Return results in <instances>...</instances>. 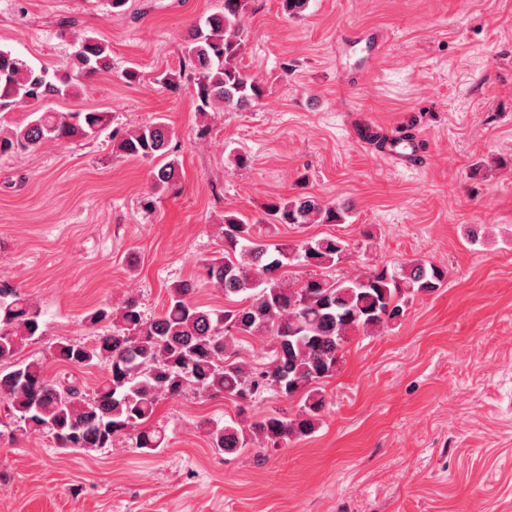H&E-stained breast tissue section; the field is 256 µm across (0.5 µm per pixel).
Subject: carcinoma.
I'll return each instance as SVG.
<instances>
[{
  "instance_id": "carcinoma-1",
  "label": "carcinoma",
  "mask_w": 512,
  "mask_h": 512,
  "mask_svg": "<svg viewBox=\"0 0 512 512\" xmlns=\"http://www.w3.org/2000/svg\"><path fill=\"white\" fill-rule=\"evenodd\" d=\"M248 0H224L222 10L194 26L184 46L197 110L220 105L239 112L263 94L242 63L248 42ZM111 47L99 38L77 42L63 73L33 67L0 48V112L70 92V73L92 75L110 68ZM108 124V113L92 110L33 112V118L0 135V155L27 151L44 140H83ZM123 154L155 162L158 187L176 182L178 162L169 158L172 131L158 120L135 131L113 133ZM273 224H343L348 209L323 202L306 192L267 203ZM256 223L234 211L224 213L223 249L201 263L199 278L224 292L235 304L222 310L194 304L195 281H180L167 292L158 315L148 316L134 298L113 311L99 309L93 322L109 320L112 329L88 344L59 341L54 357L74 368L105 362L108 376L86 393L75 376L48 377L35 361H18L20 348L44 335L40 309L8 283H0V399L6 401L17 426L6 432H47L55 447L79 453L104 451L126 437L134 448L154 453L168 445L166 427L152 419L161 399L223 397L233 402L238 419L207 427L209 446L229 452L278 448L295 436L316 431L326 401L322 385L338 371L351 337L402 324L410 300L442 287L446 272L423 260L399 267L374 266L363 274L330 282L317 275L339 263L349 247L328 235L294 245L258 240ZM303 265L309 276L290 279L288 267ZM251 338H265L270 353L249 361L240 348ZM273 393L301 396L295 414L273 411L250 422L245 414L256 399Z\"/></svg>"
}]
</instances>
